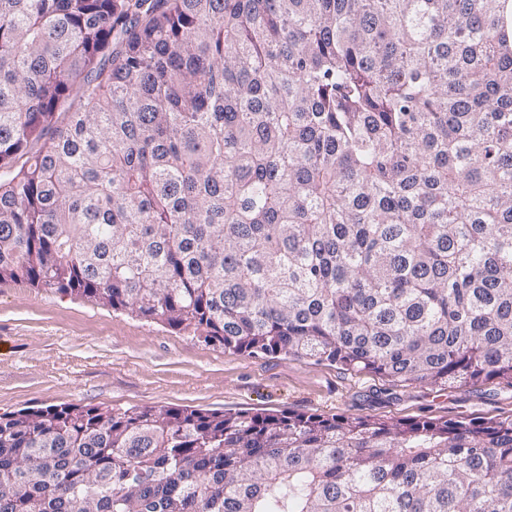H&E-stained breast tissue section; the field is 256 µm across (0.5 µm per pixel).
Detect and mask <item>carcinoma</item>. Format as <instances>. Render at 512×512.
Here are the masks:
<instances>
[{
  "mask_svg": "<svg viewBox=\"0 0 512 512\" xmlns=\"http://www.w3.org/2000/svg\"><path fill=\"white\" fill-rule=\"evenodd\" d=\"M506 2L0 0V282L512 386ZM0 512H512V416L4 413Z\"/></svg>",
  "mask_w": 512,
  "mask_h": 512,
  "instance_id": "1",
  "label": "carcinoma"
}]
</instances>
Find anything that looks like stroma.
Masks as SVG:
<instances>
[{"instance_id": "obj_1", "label": "stroma", "mask_w": 512, "mask_h": 512, "mask_svg": "<svg viewBox=\"0 0 512 512\" xmlns=\"http://www.w3.org/2000/svg\"><path fill=\"white\" fill-rule=\"evenodd\" d=\"M66 404L500 418L512 415V387H395L326 362L233 354L82 297L1 282L0 414Z\"/></svg>"}]
</instances>
